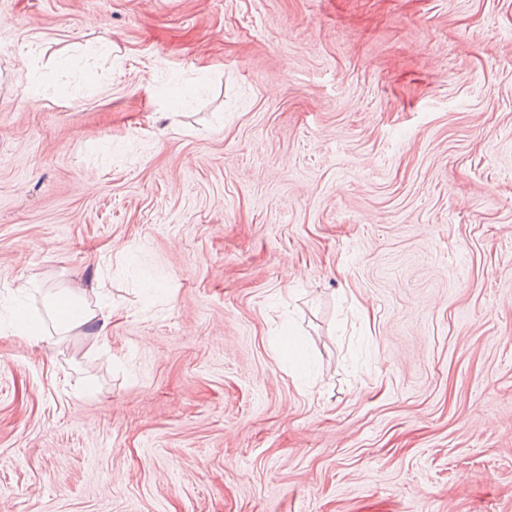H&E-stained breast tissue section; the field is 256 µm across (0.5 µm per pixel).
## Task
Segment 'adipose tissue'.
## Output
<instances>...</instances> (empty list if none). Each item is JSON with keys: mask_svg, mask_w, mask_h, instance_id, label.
Here are the masks:
<instances>
[{"mask_svg": "<svg viewBox=\"0 0 512 512\" xmlns=\"http://www.w3.org/2000/svg\"><path fill=\"white\" fill-rule=\"evenodd\" d=\"M45 307L54 329L60 333L86 327L95 329L101 335L112 317L111 312L92 303L87 294L72 291L47 296Z\"/></svg>", "mask_w": 512, "mask_h": 512, "instance_id": "ef3b65f1", "label": "adipose tissue"}]
</instances>
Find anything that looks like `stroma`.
Segmentation results:
<instances>
[{
    "label": "stroma",
    "instance_id": "35a3bbf8",
    "mask_svg": "<svg viewBox=\"0 0 512 512\" xmlns=\"http://www.w3.org/2000/svg\"><path fill=\"white\" fill-rule=\"evenodd\" d=\"M0 512H512V0H0ZM45 307L53 328L59 333H69L77 328L95 329L94 336L105 333L112 317V311H104L97 303L89 300L86 292L67 291L46 297Z\"/></svg>",
    "mask_w": 512,
    "mask_h": 512
}]
</instances>
